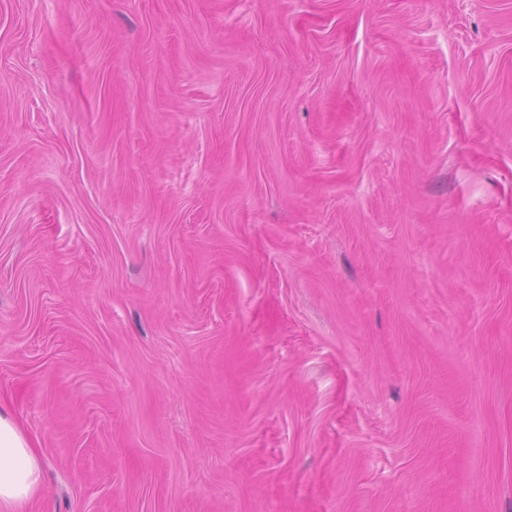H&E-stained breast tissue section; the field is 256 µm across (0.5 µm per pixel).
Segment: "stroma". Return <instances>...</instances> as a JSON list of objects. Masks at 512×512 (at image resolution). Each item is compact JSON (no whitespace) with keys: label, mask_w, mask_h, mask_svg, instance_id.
<instances>
[{"label":"stroma","mask_w":512,"mask_h":512,"mask_svg":"<svg viewBox=\"0 0 512 512\" xmlns=\"http://www.w3.org/2000/svg\"><path fill=\"white\" fill-rule=\"evenodd\" d=\"M0 407L27 512H512V0H0ZM41 463L15 419L0 410V511L26 512L41 488Z\"/></svg>","instance_id":"1"}]
</instances>
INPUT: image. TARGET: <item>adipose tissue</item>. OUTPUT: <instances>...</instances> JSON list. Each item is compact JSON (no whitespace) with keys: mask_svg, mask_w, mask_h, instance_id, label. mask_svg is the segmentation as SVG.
<instances>
[{"mask_svg":"<svg viewBox=\"0 0 512 512\" xmlns=\"http://www.w3.org/2000/svg\"><path fill=\"white\" fill-rule=\"evenodd\" d=\"M41 463L15 419L0 410V512H26L41 488Z\"/></svg>","mask_w":512,"mask_h":512,"instance_id":"1","label":"adipose tissue"}]
</instances>
